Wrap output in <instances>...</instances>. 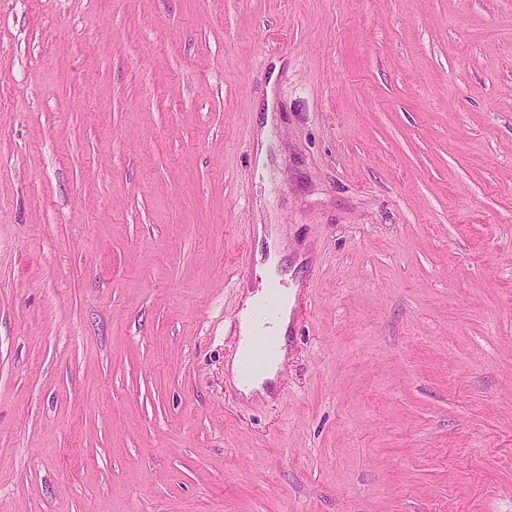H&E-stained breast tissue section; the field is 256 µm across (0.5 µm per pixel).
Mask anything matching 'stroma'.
Listing matches in <instances>:
<instances>
[{"label": "stroma", "instance_id": "obj_1", "mask_svg": "<svg viewBox=\"0 0 512 512\" xmlns=\"http://www.w3.org/2000/svg\"><path fill=\"white\" fill-rule=\"evenodd\" d=\"M0 512H512V0H0ZM258 240L263 238L267 241V257L260 255L258 251L256 259V272L261 275L262 285L265 279L279 280L281 278L288 279V274L281 273V261L283 257L282 247L280 246V233L274 227H265L258 224L257 228ZM264 260V261H263ZM242 288H245L246 290L243 292L244 295L246 294V298L244 301V309L241 312V322H240V333H241V340L239 347H237L235 354L233 355L231 362L228 363V367L230 368V372L232 374V377L238 385V375H239V365L241 360V352L242 347L244 344V338L245 336H250L251 332L253 331V328L256 324V319L254 317V300L259 295V292L252 293L250 290V283L249 281L245 280L242 284ZM282 294L280 288L273 286L256 307V317L262 328L251 337L248 352L243 364V372L249 378L261 377L271 366V351L278 336H272L270 329L280 314Z\"/></svg>", "mask_w": 512, "mask_h": 512}]
</instances>
